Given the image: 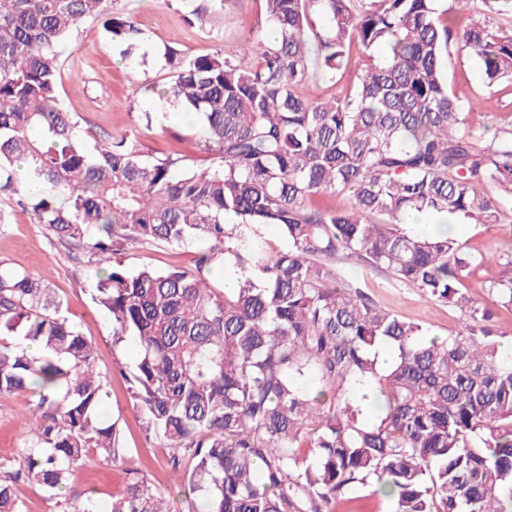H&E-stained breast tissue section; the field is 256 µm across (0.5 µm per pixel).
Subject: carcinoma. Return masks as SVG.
<instances>
[{"label":"carcinoma","mask_w":512,"mask_h":512,"mask_svg":"<svg viewBox=\"0 0 512 512\" xmlns=\"http://www.w3.org/2000/svg\"><path fill=\"white\" fill-rule=\"evenodd\" d=\"M239 2L192 0L189 14L205 24ZM263 2L273 39L167 52L161 96L198 114L217 159L198 169L145 159L126 134L91 154L59 106L60 47L80 20L104 19L129 49L141 41L115 0H0V196L41 186L19 204L94 271L113 346L136 338L131 397L172 468L191 461L194 512H323L335 499L361 512L350 494L368 484L392 512H512V360L494 313L463 292L474 258L404 223L416 210L512 226V113L487 115L474 136L443 73L459 43L487 86L512 83V0ZM312 83L327 91L310 96ZM336 196L349 204H324ZM260 224L277 225L286 248L245 237ZM158 245L197 247L193 267L125 265L129 250ZM481 260L496 263L488 292L511 311L512 255ZM224 267L243 275L237 287L216 283ZM362 268L456 309L458 327L442 339L375 304ZM13 335L23 343H0V394L32 392L40 425L18 467L0 466V512H23L20 481L57 496L89 450L125 452L101 417L92 344L47 278L0 262V336ZM380 348L395 354L387 368ZM361 387L378 396L370 415ZM108 512L169 510L134 476Z\"/></svg>","instance_id":"cac0c4a2"}]
</instances>
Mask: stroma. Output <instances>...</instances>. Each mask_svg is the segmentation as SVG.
<instances>
[{
    "label": "stroma",
    "mask_w": 512,
    "mask_h": 512,
    "mask_svg": "<svg viewBox=\"0 0 512 512\" xmlns=\"http://www.w3.org/2000/svg\"><path fill=\"white\" fill-rule=\"evenodd\" d=\"M115 9L131 17L142 31V40L132 53L109 41L100 21H80L62 47L59 104L76 116L88 151H95L104 139L119 133L135 135L146 158L178 155L205 168L213 156L203 142L198 117L182 119L180 108L161 101L157 91L170 76L165 62L166 48L187 56L202 55L215 48L237 45L250 28L264 22L262 0H242L238 9L220 15L209 24L188 21L182 0H116ZM449 85L461 96L471 128H479L489 112L512 111V84L486 87L479 71L480 60L474 52L448 56L444 64ZM152 112L151 127L136 120L137 113ZM0 211L7 225L0 230V262L48 277L52 288L64 301L65 314L91 341L95 365L107 381L103 414L117 422L126 454L112 463L96 452H89L72 470L68 498L92 493L96 512H107L112 493L125 484L129 472L147 476L166 498L170 512H189V501L180 491L182 476L168 464L169 451L159 440L146 434L144 420L137 410L126 377L133 368L134 342L124 347L112 345V321L92 298L83 263L73 259L61 246L52 244L41 225L35 224L30 211L0 199ZM462 240L472 255L494 252L512 253V227L488 231L476 224L462 227ZM192 247H149L130 251L125 263L136 268L150 264L162 268L193 265ZM497 275L495 265L473 263L464 280V292L478 306L497 311L496 330L503 340L512 339V313L497 309L487 285ZM369 295L404 319L427 325L431 332L448 335L458 325V313L452 308L429 302L413 289L398 284L385 274L369 277ZM30 392L0 395V463H13L22 434L15 417L31 400Z\"/></svg>",
    "instance_id": "obj_1"
}]
</instances>
